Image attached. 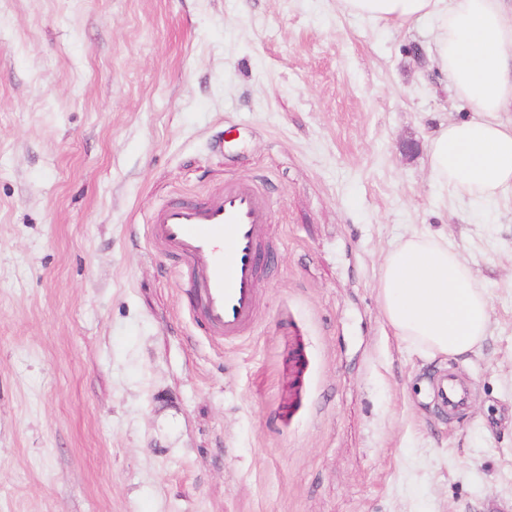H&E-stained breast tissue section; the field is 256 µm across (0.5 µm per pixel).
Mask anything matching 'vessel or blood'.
I'll list each match as a JSON object with an SVG mask.
<instances>
[{"mask_svg": "<svg viewBox=\"0 0 512 512\" xmlns=\"http://www.w3.org/2000/svg\"><path fill=\"white\" fill-rule=\"evenodd\" d=\"M267 226L261 197L239 185L204 201L172 199L153 218V239L179 257L205 324L225 340L240 339L255 319L259 246ZM435 399L441 413L456 414L468 404V388L445 373L437 380Z\"/></svg>", "mask_w": 512, "mask_h": 512, "instance_id": "vessel-or-blood-1", "label": "vessel or blood"}]
</instances>
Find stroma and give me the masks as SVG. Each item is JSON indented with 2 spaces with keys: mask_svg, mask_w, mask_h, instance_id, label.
<instances>
[{
  "mask_svg": "<svg viewBox=\"0 0 512 512\" xmlns=\"http://www.w3.org/2000/svg\"><path fill=\"white\" fill-rule=\"evenodd\" d=\"M431 28L337 0H0V512H512V191L430 180V137L469 114ZM231 181L267 201L270 263L219 344L148 228ZM415 232L488 291L469 361L384 317L381 259ZM449 368L473 385L454 418ZM435 399L443 414H456L468 404V388L452 373L442 374L435 386Z\"/></svg>",
  "mask_w": 512,
  "mask_h": 512,
  "instance_id": "35a3bbf8",
  "label": "stroma"
}]
</instances>
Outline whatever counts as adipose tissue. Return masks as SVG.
Masks as SVG:
<instances>
[{
    "instance_id": "obj_1",
    "label": "adipose tissue",
    "mask_w": 512,
    "mask_h": 512,
    "mask_svg": "<svg viewBox=\"0 0 512 512\" xmlns=\"http://www.w3.org/2000/svg\"><path fill=\"white\" fill-rule=\"evenodd\" d=\"M370 23L431 21L434 67L471 118L444 125L429 144V173L476 203L512 188V0H338ZM377 288L398 336L428 357L468 359L488 328L490 297L460 253L414 233L384 256Z\"/></svg>"
}]
</instances>
